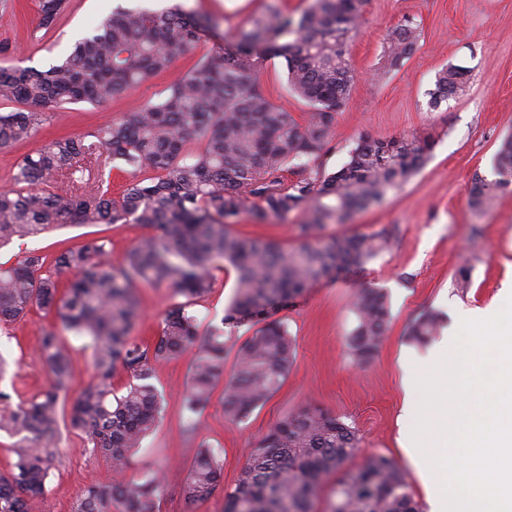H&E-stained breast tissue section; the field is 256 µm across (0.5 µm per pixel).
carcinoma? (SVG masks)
Instances as JSON below:
<instances>
[{"instance_id": "1", "label": "carcinoma", "mask_w": 512, "mask_h": 512, "mask_svg": "<svg viewBox=\"0 0 512 512\" xmlns=\"http://www.w3.org/2000/svg\"><path fill=\"white\" fill-rule=\"evenodd\" d=\"M365 0H313L300 15L275 4L249 21L224 45L198 61L158 100L148 101L97 129L90 137H61L21 158L13 186L0 191V247L66 223L132 222L151 228L119 264L107 242L89 239L53 260L35 251L0 265V327L39 306L53 309L63 328L90 340L95 381L66 408L71 386L69 352L55 330H45L37 354L51 376L50 388L11 403L0 390V431L17 438L16 461L0 474V512H32L46 491L60 424L85 436L112 467L125 468L153 432L163 395L153 383V365L196 349L182 407L186 430L199 431L224 360L236 350L224 386V414L240 421L286 381L294 361L293 341L277 314L315 282L361 268L387 241L377 235L323 236L329 224L384 202L422 166L428 138L363 136L336 172L317 164L327 151L336 113L349 97L353 75L350 39ZM66 0H38V28H53ZM209 20L177 5L150 11L118 6L73 51L47 69L0 66V101L20 108L0 113V146L32 138L63 104H102L135 90L193 51ZM417 26L410 20L387 36L390 64L414 51ZM259 58H282L290 91L312 111L297 122L263 93ZM464 73L449 66L438 74L430 108L464 91ZM132 176L122 195L110 192L116 163ZM497 178L476 174L469 189L471 212L486 215L498 193L512 185V135L501 143ZM155 176H149V173ZM280 219L305 216L294 225L298 245L290 250L262 239H243L230 226L247 205ZM229 264L236 294L220 322L199 331L188 308L211 289L212 271ZM172 290L186 299L164 314L155 340L132 336L140 318L135 284ZM357 324L350 347L361 363L371 361L385 339L390 311L382 292L358 289ZM254 328L237 343L235 329ZM440 320L416 317L407 336L418 344L437 335ZM124 391L112 386L116 372ZM354 430L331 411L313 405L275 423L256 446L224 512H310L325 477L357 451ZM223 461L204 441L184 486L186 512H195L220 484ZM163 474L114 480L87 490L73 512H156ZM326 512H419L397 462L377 455L336 483Z\"/></svg>"}]
</instances>
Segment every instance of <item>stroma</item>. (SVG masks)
Here are the masks:
<instances>
[{"label":"stroma","mask_w":512,"mask_h":512,"mask_svg":"<svg viewBox=\"0 0 512 512\" xmlns=\"http://www.w3.org/2000/svg\"><path fill=\"white\" fill-rule=\"evenodd\" d=\"M184 8L209 18L213 38L202 41L186 58L152 78L146 85L112 101L93 106L64 104L30 140L0 147V190L11 186L18 161L27 153L63 136H82L129 112L177 81L217 41L230 39L270 4L301 14L311 0H181ZM165 0H67L55 29L37 27V0H0V66L42 69L58 63L74 43L95 29L112 9H159ZM412 20L419 38L412 54L396 68L386 64L388 32ZM354 82L347 102L336 115L322 168L331 173L347 162L362 135L430 138L433 149L423 168L381 206L358 213L351 223L328 225L325 235L383 234L388 247L363 269L321 279L282 310L294 341L296 356L288 378L275 394L242 422L224 414V385L216 383L201 415V437L224 451V473L213 495L197 512H224V497L236 485L255 444L275 422L311 404L325 408L355 430L358 451L352 466L373 455L394 458L403 468L412 496L425 503L419 473L410 467L400 443L413 429L405 405L416 393L401 362L416 353L406 330L421 313L446 316L440 336L448 338L461 318L504 304L500 289L512 280V188L497 196L492 209L474 217L468 208L473 175L495 179L494 165L501 140L512 134V0H367L358 33L349 43ZM455 65L469 73L465 91L438 109L428 107L438 73ZM261 88L274 104L301 119L309 106L288 89L283 59L258 63ZM287 221L242 213L231 230L243 237H264L295 246L293 225ZM148 227L141 224L68 225L14 240L0 248V262L11 264L27 251L54 257L86 239H107L113 259L124 257ZM468 266L467 282L458 270ZM236 274L226 266L213 272V287L194 306L201 327L223 317L235 292ZM384 293L391 323L377 356L357 363L348 345L356 325L352 307L357 288ZM136 294L142 320L139 339L156 336L172 302L163 286L138 284ZM55 312L32 308L25 318L0 330V356L8 362L0 389L12 402L29 399L48 386L34 345L41 330L59 328ZM194 357L186 352L154 365V382L164 395L155 430L143 442L127 470L128 478L158 468L165 483L158 512H185L183 488L196 447L184 433L182 396ZM113 473L105 460L85 448L81 436L62 430L40 512H72L73 505L93 485L110 483Z\"/></svg>","instance_id":"obj_1"}]
</instances>
